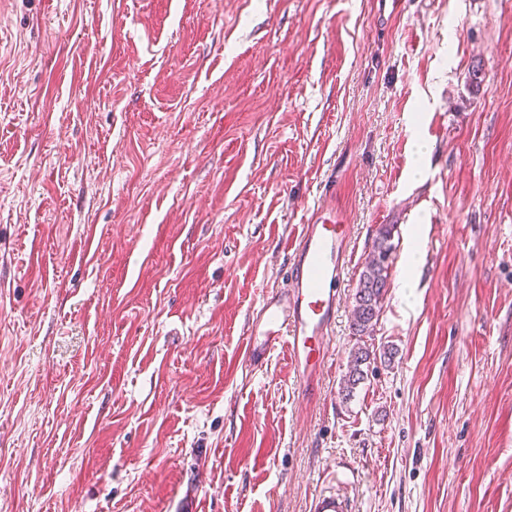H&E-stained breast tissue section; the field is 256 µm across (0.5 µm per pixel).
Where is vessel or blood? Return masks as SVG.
Here are the masks:
<instances>
[{
    "label": "vessel or blood",
    "mask_w": 512,
    "mask_h": 512,
    "mask_svg": "<svg viewBox=\"0 0 512 512\" xmlns=\"http://www.w3.org/2000/svg\"><path fill=\"white\" fill-rule=\"evenodd\" d=\"M348 262L345 225L319 213L290 246L288 287L267 291L248 329V361L261 365L278 346H286L299 391L307 399L318 394ZM310 512H353V503L344 493L322 491L313 497Z\"/></svg>",
    "instance_id": "b4317fda"
}]
</instances>
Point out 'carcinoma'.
I'll return each instance as SVG.
<instances>
[{"instance_id": "1", "label": "carcinoma", "mask_w": 512, "mask_h": 512, "mask_svg": "<svg viewBox=\"0 0 512 512\" xmlns=\"http://www.w3.org/2000/svg\"><path fill=\"white\" fill-rule=\"evenodd\" d=\"M391 237L392 225L383 224L377 229L353 296L352 330L360 339L372 336L387 292L388 260L393 249ZM350 357L349 371L343 379V392L347 397L364 380L362 365L377 359L376 351L364 344L353 347Z\"/></svg>"}]
</instances>
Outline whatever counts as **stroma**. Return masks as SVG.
<instances>
[{
    "mask_svg": "<svg viewBox=\"0 0 512 512\" xmlns=\"http://www.w3.org/2000/svg\"><path fill=\"white\" fill-rule=\"evenodd\" d=\"M320 210L352 262L309 400L245 337ZM382 224L394 356L347 398ZM336 490L512 512V0H0V512ZM420 231H414L412 234V240L409 247L404 253L403 263L406 269V275L401 280L400 288H414L411 272L416 268L419 263L420 256Z\"/></svg>",
    "mask_w": 512,
    "mask_h": 512,
    "instance_id": "stroma-1",
    "label": "stroma"
}]
</instances>
